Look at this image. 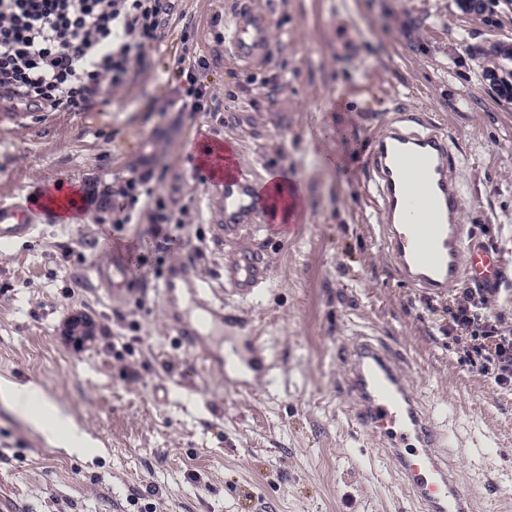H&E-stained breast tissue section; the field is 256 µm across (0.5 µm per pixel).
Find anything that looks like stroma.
Instances as JSON below:
<instances>
[{
    "label": "stroma",
    "mask_w": 512,
    "mask_h": 512,
    "mask_svg": "<svg viewBox=\"0 0 512 512\" xmlns=\"http://www.w3.org/2000/svg\"><path fill=\"white\" fill-rule=\"evenodd\" d=\"M271 2L265 69L224 52L232 0H175L168 34L129 84L79 114L0 122V202L62 183L87 195L79 223L48 215L32 238L0 245V383L38 384L89 437L80 454L56 447L0 401V512H412L346 413L336 350L356 330L411 352L409 381L450 435L471 512H512V392L463 362L446 335L447 300L396 275L354 164L368 150V113L403 104L447 126L463 221L503 251L512 291V94L489 84L477 53L512 45V0H484L479 15L459 0H347L363 35L355 60L336 52L337 0ZM185 42L209 61L198 78L217 111L177 97L172 60ZM210 125L247 171H287L308 199L292 236L269 234L272 283L240 307L244 334L220 347L267 363L247 390L195 363L161 298L183 260L217 284L232 258L216 254L207 222L217 190L184 154ZM323 150L342 156V170L322 164ZM134 168L152 170L154 199L180 223H149L139 203L135 223H116L104 194ZM116 249L147 259L117 300L96 277ZM74 314L94 322V340L64 335ZM488 452L499 503L485 495Z\"/></svg>",
    "instance_id": "stroma-1"
}]
</instances>
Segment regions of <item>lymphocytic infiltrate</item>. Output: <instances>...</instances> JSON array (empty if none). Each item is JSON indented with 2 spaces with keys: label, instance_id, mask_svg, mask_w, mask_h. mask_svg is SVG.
Returning <instances> with one entry per match:
<instances>
[{
  "label": "lymphocytic infiltrate",
  "instance_id": "lymphocytic-infiltrate-1",
  "mask_svg": "<svg viewBox=\"0 0 512 512\" xmlns=\"http://www.w3.org/2000/svg\"><path fill=\"white\" fill-rule=\"evenodd\" d=\"M170 0H0V107L83 112L125 86L162 41ZM174 64L183 94L209 110L197 73L207 58L182 46ZM489 292L467 288L448 304V337L471 369L512 391V323L492 315Z\"/></svg>",
  "mask_w": 512,
  "mask_h": 512
}]
</instances>
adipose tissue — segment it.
<instances>
[{
    "label": "adipose tissue",
    "mask_w": 512,
    "mask_h": 512,
    "mask_svg": "<svg viewBox=\"0 0 512 512\" xmlns=\"http://www.w3.org/2000/svg\"><path fill=\"white\" fill-rule=\"evenodd\" d=\"M268 192L273 200L272 211L279 217V226L301 222L307 216L306 190L302 184L290 180L288 174L276 172L266 178ZM0 399L10 402L23 416L39 425L53 439L69 450L84 446V436L61 416L56 402L31 384L0 386Z\"/></svg>",
    "instance_id": "obj_1"
}]
</instances>
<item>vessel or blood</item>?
Segmentation results:
<instances>
[{
    "label": "vessel or blood",
    "mask_w": 512,
    "mask_h": 512,
    "mask_svg": "<svg viewBox=\"0 0 512 512\" xmlns=\"http://www.w3.org/2000/svg\"><path fill=\"white\" fill-rule=\"evenodd\" d=\"M271 13L260 0H234L224 29V51L239 65L259 68L272 53ZM362 39L350 22L336 26L337 50L354 53ZM365 195L380 223L383 248L406 284L430 296H446L451 288L491 289L501 283V252L486 248L466 232L462 222L465 196L452 136L441 124L414 110L382 114L368 132L362 158ZM71 205L72 189L53 186L39 200L23 196L0 203V244L29 238L34 214L47 209L49 198ZM208 220L216 246L233 245L235 255L224 267V283L206 284L192 266H177L165 279L164 298L188 349L200 354L206 371L232 373L250 388L265 373L260 358H239L227 365L216 354L213 337L242 327L236 314L225 311V297L241 303L258 299L271 280L266 249L256 247L249 230L271 222V201L257 179L245 173L225 179L219 203L209 205ZM131 278V263L113 259L99 280L121 294ZM194 292V307H176V292ZM346 375L342 390L347 414L357 429L378 441L377 456L401 475L420 512H469V493L462 489L442 450L448 434L426 413L406 377L408 359L390 342L354 332L339 352Z\"/></svg>",
    "instance_id": "1"
}]
</instances>
